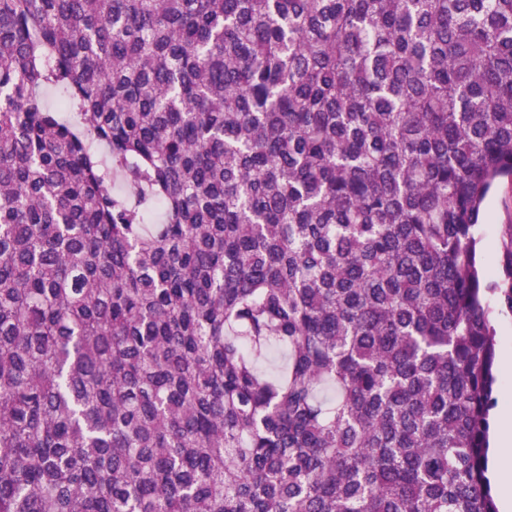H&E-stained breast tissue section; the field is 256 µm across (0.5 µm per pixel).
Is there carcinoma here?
Wrapping results in <instances>:
<instances>
[{"mask_svg": "<svg viewBox=\"0 0 512 512\" xmlns=\"http://www.w3.org/2000/svg\"><path fill=\"white\" fill-rule=\"evenodd\" d=\"M505 177L512 0H0V512H498ZM512 225V180L503 179L485 202L479 260L488 280L499 274V258L509 226ZM489 304L494 312L497 328V357L494 366V374L497 378L494 385V394L497 398V405L495 406L491 419V425L493 428L495 412L499 406L501 394L504 392L512 393V373L504 374L501 371V361L503 360L504 350L508 345H511L512 347V314L506 311H501L500 303L495 295L489 296Z\"/></svg>", "mask_w": 512, "mask_h": 512, "instance_id": "obj_1", "label": "carcinoma"}]
</instances>
